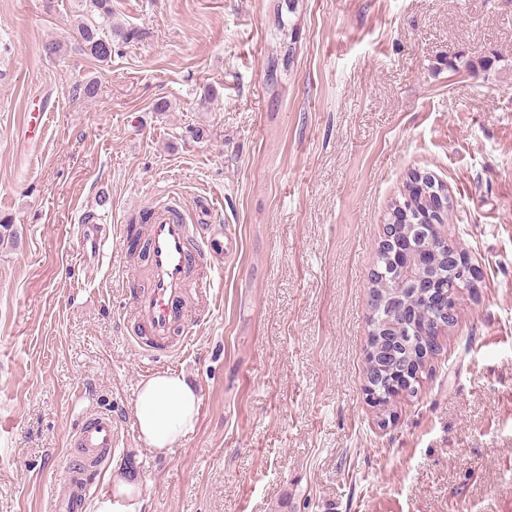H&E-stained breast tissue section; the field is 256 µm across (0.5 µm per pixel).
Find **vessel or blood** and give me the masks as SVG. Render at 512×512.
<instances>
[{
    "label": "vessel or blood",
    "instance_id": "b4317fda",
    "mask_svg": "<svg viewBox=\"0 0 512 512\" xmlns=\"http://www.w3.org/2000/svg\"><path fill=\"white\" fill-rule=\"evenodd\" d=\"M102 218L87 217L77 226V239L85 259L103 257L108 244L101 231ZM210 224L194 223L178 205L170 204L155 211L146 224L142 241L149 264L150 284L146 291L135 293L131 308L136 330L134 343L143 353H151L154 345L176 342L184 344L193 333L194 321L184 311L188 296L204 300L210 296L214 281L199 275L205 264L206 252L220 246ZM120 444V435L112 415L102 410L87 411L80 426L70 439L73 449L65 478V488L57 492L51 512H85L98 489V472L86 461L111 459Z\"/></svg>",
    "mask_w": 512,
    "mask_h": 512
}]
</instances>
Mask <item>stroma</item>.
Segmentation results:
<instances>
[{"label": "stroma", "instance_id": "stroma-1", "mask_svg": "<svg viewBox=\"0 0 512 512\" xmlns=\"http://www.w3.org/2000/svg\"><path fill=\"white\" fill-rule=\"evenodd\" d=\"M282 3L112 0L140 36L101 64L43 51L70 39L74 0H0V215L20 230L0 244V512H46L93 406L121 434L99 471L134 463L143 512H512V0H299L272 86ZM414 169L447 185L441 231L482 277L383 417L364 391L369 275ZM204 196L201 223L236 250L209 256L184 350L144 358L125 323L141 259L115 245L84 268L74 226L90 210L116 234ZM169 371L200 410L158 453L135 397Z\"/></svg>", "mask_w": 512, "mask_h": 512}]
</instances>
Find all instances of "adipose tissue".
Returning <instances> with one entry per match:
<instances>
[{
	"mask_svg": "<svg viewBox=\"0 0 512 512\" xmlns=\"http://www.w3.org/2000/svg\"><path fill=\"white\" fill-rule=\"evenodd\" d=\"M198 392L178 374H157L142 381L136 400V426L140 440L158 451L173 448L197 424ZM107 494L94 503V512H142L140 484L121 469L107 478Z\"/></svg>",
	"mask_w": 512,
	"mask_h": 512,
	"instance_id": "adipose-tissue-1",
	"label": "adipose tissue"
}]
</instances>
